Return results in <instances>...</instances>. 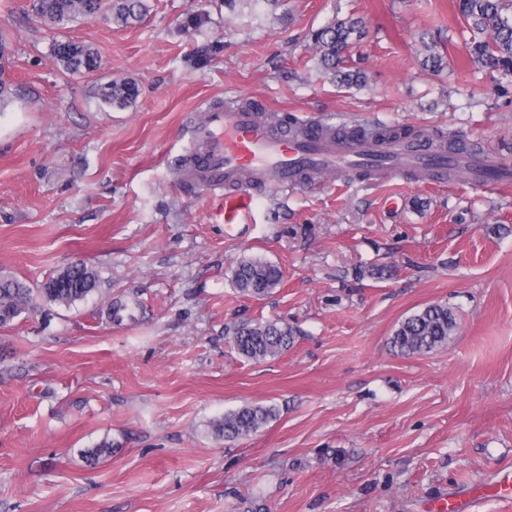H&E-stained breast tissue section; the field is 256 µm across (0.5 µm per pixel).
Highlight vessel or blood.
Segmentation results:
<instances>
[{
    "mask_svg": "<svg viewBox=\"0 0 512 512\" xmlns=\"http://www.w3.org/2000/svg\"><path fill=\"white\" fill-rule=\"evenodd\" d=\"M459 157L466 180L485 188L512 185V171L473 149L464 148ZM332 173H361L373 181L414 174L442 183L448 179V159L426 138L379 142L360 133L337 135L318 123L284 125L240 104H207L200 122L190 127L182 177L220 199L229 231L252 211L256 187L285 189Z\"/></svg>",
    "mask_w": 512,
    "mask_h": 512,
    "instance_id": "obj_1",
    "label": "vessel or blood"
}]
</instances>
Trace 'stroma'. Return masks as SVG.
Returning <instances> with one entry per match:
<instances>
[{
  "label": "stroma",
  "instance_id": "1",
  "mask_svg": "<svg viewBox=\"0 0 512 512\" xmlns=\"http://www.w3.org/2000/svg\"><path fill=\"white\" fill-rule=\"evenodd\" d=\"M147 2L127 27L64 29L101 60L71 74L53 31L0 0L15 90L0 108V275L36 286L83 262L100 279L0 328V512H512V189L332 175L258 190L231 236L179 170L202 101L252 99L339 127L450 131L512 166V76L472 61L454 0ZM336 16L362 22L344 56L365 85L319 70L309 33ZM432 50L441 72L423 64ZM123 79L136 102L101 104L98 84ZM244 254L282 269L268 296L235 287ZM432 303L456 318L448 345L392 351ZM255 320L288 323L293 345L240 357L227 331ZM248 403L276 420L211 434ZM105 441L111 457L87 462ZM277 416L274 406L247 404L211 422L212 433L224 440H237L258 433Z\"/></svg>",
  "mask_w": 512,
  "mask_h": 512
}]
</instances>
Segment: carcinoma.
<instances>
[{
	"label": "carcinoma",
	"mask_w": 512,
	"mask_h": 512,
	"mask_svg": "<svg viewBox=\"0 0 512 512\" xmlns=\"http://www.w3.org/2000/svg\"><path fill=\"white\" fill-rule=\"evenodd\" d=\"M458 13L471 29L486 34L488 39H476L469 47L472 60L481 68L502 75L512 74V16L508 15L509 0H456ZM146 0H28L24 11L54 29L94 20L102 15L120 26L138 21L146 12ZM363 35L353 19H333L313 31L312 39L319 48L324 71L338 82L359 85L364 76L341 66V54L353 37ZM52 52L58 63L69 73L90 74L99 67L97 53L90 47L60 39L53 43ZM140 94L134 80L109 81L98 87L99 100L123 108L136 101ZM239 291L251 297H263L278 287L282 270L269 262L244 256L233 271ZM97 288V275L87 265L76 270H62L34 290L13 277H0V328L10 325L36 298L69 306L82 300ZM456 328V319L448 306L430 304L405 318L391 336V348L400 354H424L444 347ZM231 344L237 354L249 361H263L281 355L293 345L292 327L279 321L241 322L230 330ZM277 416L273 406L247 404L211 422L212 433L232 441L258 433Z\"/></svg>",
	"instance_id": "obj_1"
}]
</instances>
